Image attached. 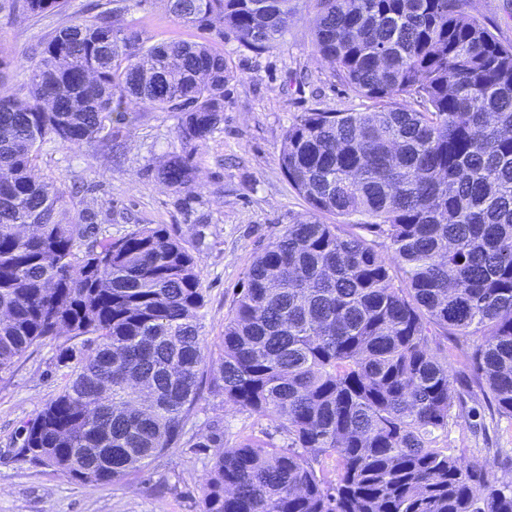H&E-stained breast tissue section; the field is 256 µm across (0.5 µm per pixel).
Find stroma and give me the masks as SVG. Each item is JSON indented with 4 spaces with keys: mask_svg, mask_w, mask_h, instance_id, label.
<instances>
[{
    "mask_svg": "<svg viewBox=\"0 0 512 512\" xmlns=\"http://www.w3.org/2000/svg\"><path fill=\"white\" fill-rule=\"evenodd\" d=\"M103 0H70L65 15L38 19L0 14V51L22 57L41 46L63 21L97 11ZM288 22L274 45L254 53L236 40L223 43L233 77L224 89V120L194 154L198 187L186 196L156 179L152 168L182 151L180 116L174 112H131L113 123L122 144L112 154L99 144L71 148L49 138L40 150L38 177L82 182L104 217L94 237H120L143 224L165 225L184 239L199 260L206 289L202 332L205 356H218L231 301L254 257L284 228L308 216V205L281 168L286 129L301 113L362 112L369 102L342 81L317 51L313 20L317 0H289ZM469 12L484 19L496 38L512 44V0H469ZM149 43L197 41L201 34L168 14L163 0H144L125 17ZM59 339L28 350L0 374V512H200L203 479L213 449L191 447L208 424L222 420L224 442L264 436L274 424L236 406H220L207 395L193 409L187 438L142 472L118 484L89 487L53 469L23 459V429L68 382L74 363L62 359ZM475 409L454 419L452 446L468 460L486 449L512 457V420L490 417L479 386H471Z\"/></svg>",
    "mask_w": 512,
    "mask_h": 512,
    "instance_id": "35a3bbf8",
    "label": "stroma"
}]
</instances>
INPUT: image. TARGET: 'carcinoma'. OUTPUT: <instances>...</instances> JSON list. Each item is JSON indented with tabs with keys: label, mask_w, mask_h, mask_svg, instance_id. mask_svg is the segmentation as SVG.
I'll list each match as a JSON object with an SVG mask.
<instances>
[{
	"label": "carcinoma",
	"mask_w": 512,
	"mask_h": 512,
	"mask_svg": "<svg viewBox=\"0 0 512 512\" xmlns=\"http://www.w3.org/2000/svg\"><path fill=\"white\" fill-rule=\"evenodd\" d=\"M130 2L59 28L27 59L26 95H0V373L46 340L81 339L20 452L83 485L119 483L181 440L207 377L212 396L277 422L288 447L243 436L229 448L209 424L193 443L219 449L201 512H512V481L488 480L499 450L471 462L439 443L472 381L512 419V45L468 0H320L318 52L372 105L304 112L286 130L281 166L309 216L255 257L208 365L186 241L162 224L91 240L94 200L34 173L48 137L110 150L113 117L177 112L189 150L156 174L195 192L193 150L224 121L233 72L208 40L144 46L118 25ZM166 7L254 51L288 21V0Z\"/></svg>",
	"instance_id": "cac0c4a2"
}]
</instances>
